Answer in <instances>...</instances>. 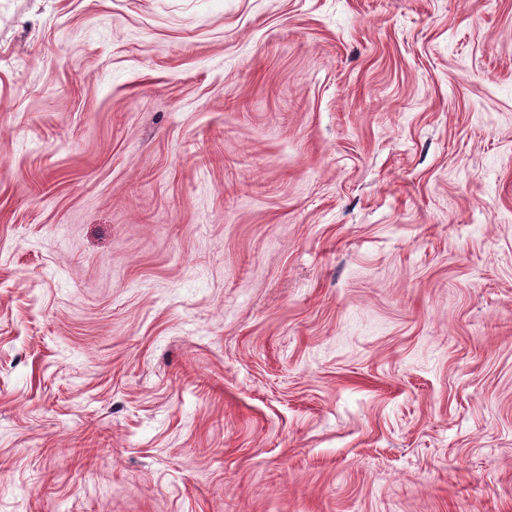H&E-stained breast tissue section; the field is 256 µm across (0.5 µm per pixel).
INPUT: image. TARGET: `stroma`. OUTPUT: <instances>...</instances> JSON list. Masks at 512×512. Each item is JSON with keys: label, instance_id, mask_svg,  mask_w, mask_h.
Listing matches in <instances>:
<instances>
[{"label": "stroma", "instance_id": "35a3bbf8", "mask_svg": "<svg viewBox=\"0 0 512 512\" xmlns=\"http://www.w3.org/2000/svg\"><path fill=\"white\" fill-rule=\"evenodd\" d=\"M0 512H512V0H0Z\"/></svg>", "mask_w": 512, "mask_h": 512}]
</instances>
